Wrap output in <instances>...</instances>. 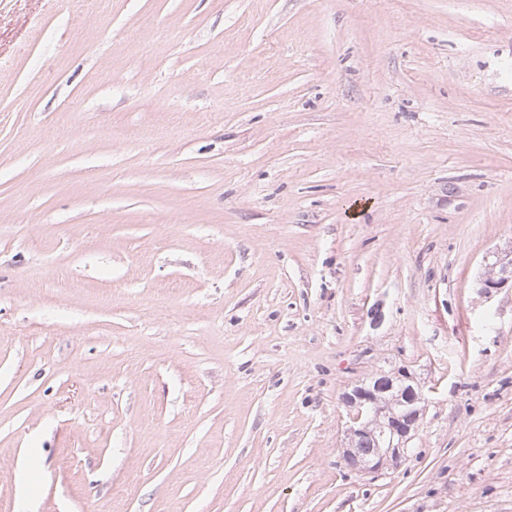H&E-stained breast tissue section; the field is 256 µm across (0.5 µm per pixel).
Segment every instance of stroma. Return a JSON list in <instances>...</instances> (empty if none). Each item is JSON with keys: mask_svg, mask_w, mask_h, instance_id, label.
I'll return each mask as SVG.
<instances>
[{"mask_svg": "<svg viewBox=\"0 0 512 512\" xmlns=\"http://www.w3.org/2000/svg\"><path fill=\"white\" fill-rule=\"evenodd\" d=\"M510 246L512 0H0V512H512ZM510 283L512 288V246L496 253L495 261L486 265L478 280L480 294L490 297ZM411 382L413 377L406 370L383 373L346 394V404L357 411L347 430L348 446L343 448V458L352 469L376 473L388 457L399 459L407 452L423 415V395Z\"/></svg>", "mask_w": 512, "mask_h": 512, "instance_id": "stroma-1", "label": "stroma"}]
</instances>
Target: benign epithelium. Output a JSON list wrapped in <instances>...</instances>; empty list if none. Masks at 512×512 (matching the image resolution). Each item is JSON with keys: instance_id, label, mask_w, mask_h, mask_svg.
Wrapping results in <instances>:
<instances>
[{"instance_id": "obj_1", "label": "benign epithelium", "mask_w": 512, "mask_h": 512, "mask_svg": "<svg viewBox=\"0 0 512 512\" xmlns=\"http://www.w3.org/2000/svg\"><path fill=\"white\" fill-rule=\"evenodd\" d=\"M512 284V246L496 253L478 280L480 294L490 297ZM346 404L356 409L353 425L347 430L348 446L343 458L354 470L371 474L379 471L387 458L399 459L423 415V395L413 385L412 375L401 370L380 374L355 386L346 394Z\"/></svg>"}]
</instances>
